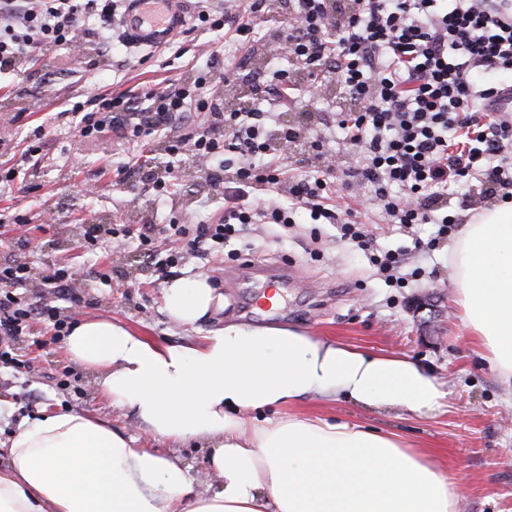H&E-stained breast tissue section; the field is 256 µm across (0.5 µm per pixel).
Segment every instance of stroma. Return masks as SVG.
Here are the masks:
<instances>
[{
    "label": "stroma",
    "mask_w": 512,
    "mask_h": 512,
    "mask_svg": "<svg viewBox=\"0 0 512 512\" xmlns=\"http://www.w3.org/2000/svg\"><path fill=\"white\" fill-rule=\"evenodd\" d=\"M120 31L90 30L78 58L58 47L29 58L23 74L0 73V127L20 136L42 128L43 149L34 157L20 148L0 145V263L25 262L34 273L63 263L72 271L71 289L83 300L72 307L61 300V315L113 319L163 344H186L209 331L236 323L250 327H294L376 354H406L431 368L446 394L442 408L427 416L398 409H377L341 400L324 405L308 400L296 410L330 421L357 423L396 434L430 449L433 458L462 487L460 512H512V384L504 382L477 356L475 344L459 324L452 301L454 283L448 268L450 242L431 256L411 258L424 276L404 288L387 287L365 254L340 242L337 225L296 214L294 224H253L247 247L236 257L209 248L191 250L186 240L167 242L182 261L171 277H162L127 228L170 222H215L224 215V197L216 192L205 165L187 155L165 151L163 141L186 133L204 115L190 112L165 137L137 143L113 130L86 141L73 131L77 115L66 106L86 102L96 93L139 94L148 87L175 88L208 66L235 68L244 81L247 66L275 53L274 45H253L232 29L194 31L167 47L146 51L120 45ZM317 110L295 112L286 105L248 100L252 109H276L281 120L323 132L326 148L338 164L358 158L355 147L336 129H324L326 113L335 111L339 90L330 78ZM128 168L116 183L117 166ZM175 169L178 178L162 197L150 183ZM100 225L98 247L83 253L79 245L86 225ZM263 263L290 273L291 281L272 310H260L266 276ZM205 274L222 303L194 327L174 324L164 310L170 279ZM33 338L18 342L26 368H0V442L19 420L39 410L78 407L109 420L113 428L140 439L143 447L175 452L199 482L211 480L205 447L172 448L142 436L133 415L111 406L95 377L70 360L63 342L43 324Z\"/></svg>",
    "instance_id": "stroma-1"
}]
</instances>
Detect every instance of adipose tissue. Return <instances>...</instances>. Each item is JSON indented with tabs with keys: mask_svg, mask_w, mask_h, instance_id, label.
I'll use <instances>...</instances> for the list:
<instances>
[{
	"mask_svg": "<svg viewBox=\"0 0 512 512\" xmlns=\"http://www.w3.org/2000/svg\"><path fill=\"white\" fill-rule=\"evenodd\" d=\"M453 301L478 356L512 380V201L482 210L448 251ZM217 296L206 277L165 289L172 321L194 326ZM73 361L145 433L210 442L199 490L179 457L79 409L22 419L0 448V512H457L460 488L428 450L372 428L287 413L340 399L417 416L438 411V378L301 329L230 324L192 345L159 344L109 319L74 324Z\"/></svg>",
	"mask_w": 512,
	"mask_h": 512,
	"instance_id": "obj_1",
	"label": "adipose tissue"
}]
</instances>
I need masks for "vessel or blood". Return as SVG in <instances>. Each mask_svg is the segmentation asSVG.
Segmentation results:
<instances>
[{
  "label": "vessel or blood",
  "instance_id": "obj_1",
  "mask_svg": "<svg viewBox=\"0 0 512 512\" xmlns=\"http://www.w3.org/2000/svg\"><path fill=\"white\" fill-rule=\"evenodd\" d=\"M188 0H127L121 26L136 46L162 48L173 41L186 24Z\"/></svg>",
  "mask_w": 512,
  "mask_h": 512
}]
</instances>
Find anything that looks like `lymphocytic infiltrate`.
Here are the masks:
<instances>
[{"instance_id":"f902f5d3","label":"lymphocytic infiltrate","mask_w":512,"mask_h":512,"mask_svg":"<svg viewBox=\"0 0 512 512\" xmlns=\"http://www.w3.org/2000/svg\"><path fill=\"white\" fill-rule=\"evenodd\" d=\"M287 21L279 29L283 49L303 69L319 70L336 81L351 103L332 122L359 146L355 165L339 170L322 137L264 112L225 111L209 96L214 83L236 84L233 73L197 72L172 90L151 88L137 96L97 94L81 116V137L125 130L134 140L167 130L188 107L212 116L210 126L190 133L167 150L204 162L214 185L224 190V215L216 223L187 230L162 228L166 237L192 238L227 247L241 240L250 224H291L296 210L312 219L340 224V238L369 251L372 237L352 208L331 206L338 177L368 188L381 218L412 235L411 248L371 254V263L392 287H404L398 271L407 251L434 250L455 223L448 198L466 179L488 195L512 197V118L492 112L493 100L512 90V0H348L344 21L336 0H284ZM123 0H0V69L14 68L47 47L68 46L88 33L90 22L111 29ZM265 0H204L198 21L210 30L233 27L236 35L257 37ZM308 139L324 166L315 178L287 180L279 154ZM287 187L292 204L250 201L254 191ZM436 227L422 239L413 229ZM34 280L24 264L0 265V368L21 367L12 344L47 323L54 338L70 325L57 307L27 298Z\"/></svg>"}]
</instances>
